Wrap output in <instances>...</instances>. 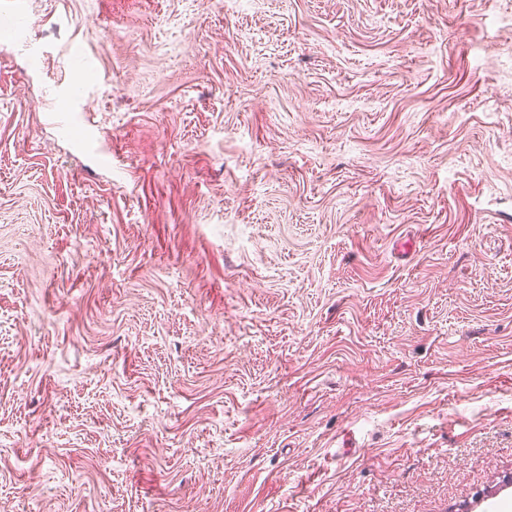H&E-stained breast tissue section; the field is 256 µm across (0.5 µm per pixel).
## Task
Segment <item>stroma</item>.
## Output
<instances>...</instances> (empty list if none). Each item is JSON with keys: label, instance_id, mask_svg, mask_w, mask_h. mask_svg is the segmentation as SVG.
Returning <instances> with one entry per match:
<instances>
[{"label": "stroma", "instance_id": "stroma-1", "mask_svg": "<svg viewBox=\"0 0 512 512\" xmlns=\"http://www.w3.org/2000/svg\"><path fill=\"white\" fill-rule=\"evenodd\" d=\"M512 512V0H0V512Z\"/></svg>", "mask_w": 512, "mask_h": 512}]
</instances>
